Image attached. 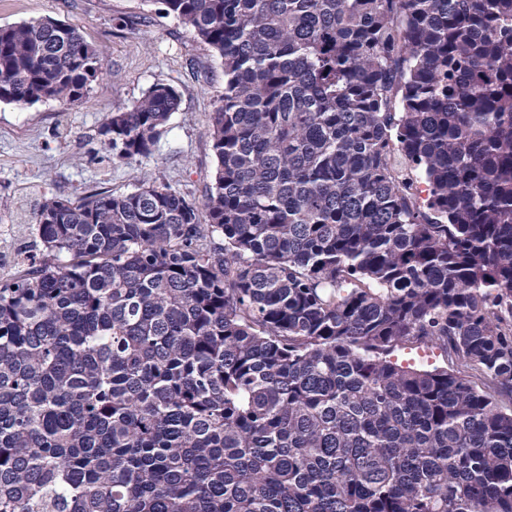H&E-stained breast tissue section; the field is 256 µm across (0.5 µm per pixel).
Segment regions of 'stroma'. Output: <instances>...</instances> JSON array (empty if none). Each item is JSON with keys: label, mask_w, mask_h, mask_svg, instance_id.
<instances>
[{"label": "stroma", "mask_w": 512, "mask_h": 512, "mask_svg": "<svg viewBox=\"0 0 512 512\" xmlns=\"http://www.w3.org/2000/svg\"><path fill=\"white\" fill-rule=\"evenodd\" d=\"M53 18L75 25L106 56L86 100L63 106L0 103V279L16 256L34 251L33 213L44 199L91 191L127 193L140 181L166 183L195 201L210 186L211 114L224 93L221 58L157 0H0V26ZM170 85L181 104L155 151L115 161L98 129L106 113L131 107L153 86Z\"/></svg>", "instance_id": "35a3bbf8"}]
</instances>
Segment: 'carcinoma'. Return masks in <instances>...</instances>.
<instances>
[{
  "label": "carcinoma",
  "mask_w": 512,
  "mask_h": 512,
  "mask_svg": "<svg viewBox=\"0 0 512 512\" xmlns=\"http://www.w3.org/2000/svg\"><path fill=\"white\" fill-rule=\"evenodd\" d=\"M224 64L200 203L45 199L0 282V512H512V0H159ZM0 27V103L87 98ZM179 105L105 115L147 157ZM440 349L480 380L403 366Z\"/></svg>",
  "instance_id": "obj_1"
}]
</instances>
